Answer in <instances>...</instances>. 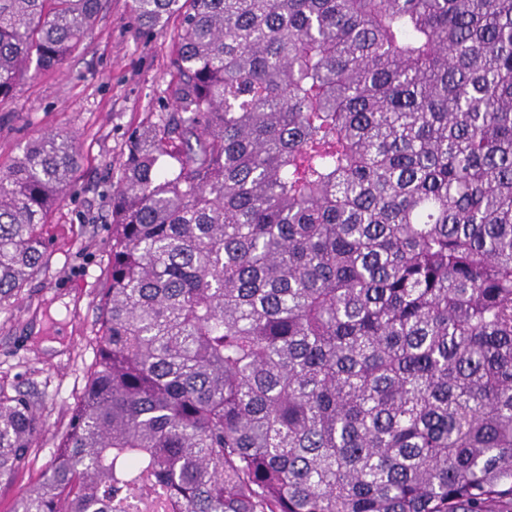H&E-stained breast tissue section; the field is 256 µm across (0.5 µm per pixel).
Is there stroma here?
<instances>
[{"label": "stroma", "instance_id": "stroma-1", "mask_svg": "<svg viewBox=\"0 0 512 512\" xmlns=\"http://www.w3.org/2000/svg\"><path fill=\"white\" fill-rule=\"evenodd\" d=\"M131 0H106L93 31L57 71L28 72L0 104V169L47 134L73 136L79 168L43 228L41 269L0 301V390L27 394L43 425L29 462L0 486V512L37 482L66 430L95 361L99 303L111 266L112 185L130 133L154 121L171 82L177 18L136 37Z\"/></svg>", "mask_w": 512, "mask_h": 512}]
</instances>
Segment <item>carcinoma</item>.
<instances>
[{
  "label": "carcinoma",
  "mask_w": 512,
  "mask_h": 512,
  "mask_svg": "<svg viewBox=\"0 0 512 512\" xmlns=\"http://www.w3.org/2000/svg\"><path fill=\"white\" fill-rule=\"evenodd\" d=\"M103 0H0V103ZM132 0L181 18L112 188L97 357L14 512H512V0ZM78 153L0 172V299ZM42 422L0 393V485Z\"/></svg>",
  "instance_id": "obj_1"
}]
</instances>
